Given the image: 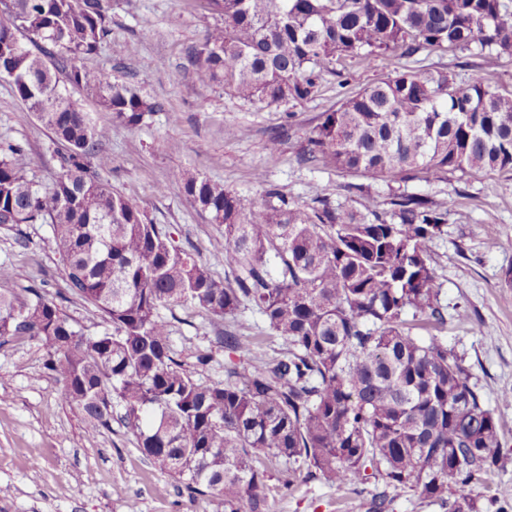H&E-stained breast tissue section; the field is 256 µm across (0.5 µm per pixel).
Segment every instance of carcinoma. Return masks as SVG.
Returning a JSON list of instances; mask_svg holds the SVG:
<instances>
[{
  "mask_svg": "<svg viewBox=\"0 0 512 512\" xmlns=\"http://www.w3.org/2000/svg\"><path fill=\"white\" fill-rule=\"evenodd\" d=\"M220 18L189 52L197 81L253 105L310 98L343 57L417 46L467 47L492 64L512 53L506 0H208ZM108 0H0V75L62 146L56 181L37 185L0 148V228L49 224L69 292L98 308L106 328L87 336L35 289L0 292V347L42 344L61 396L89 431L116 422L192 498L223 512H267L278 472L343 490L369 479L448 507L481 512L473 485L499 466L503 425L469 383L464 359L436 331L445 325L433 245L448 210L393 193L362 214L321 196L288 201L268 187L244 202L223 184L174 175L185 196L224 225L217 262L176 244L166 227L101 181L86 93L126 128L161 105L83 59L110 41ZM306 159L388 184L421 172L462 179L512 172V92L481 69L462 86L411 69L366 86L308 138ZM189 305L214 318L258 311L285 348L226 330L217 343L239 359L224 381L203 375L171 344L161 309Z\"/></svg>",
  "mask_w": 512,
  "mask_h": 512,
  "instance_id": "carcinoma-1",
  "label": "carcinoma"
}]
</instances>
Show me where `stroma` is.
Instances as JSON below:
<instances>
[{
	"label": "stroma",
	"instance_id": "obj_1",
	"mask_svg": "<svg viewBox=\"0 0 512 512\" xmlns=\"http://www.w3.org/2000/svg\"><path fill=\"white\" fill-rule=\"evenodd\" d=\"M109 15L111 41L87 57L86 66L139 87L163 109L127 129L115 125L111 112L95 99H87L94 123L110 130L103 150L111 155L112 167L102 179L205 259L224 248V228L193 207L173 181L174 172L222 182L248 201L257 199L267 184L295 203L308 204L323 195L332 204L364 213L385 210L395 190L447 208L433 262L447 319L441 336L464 357L471 383L502 421L503 442L512 449V284L504 280L512 269V249L501 246L512 239V173H477L461 180L421 173L392 188L368 175L301 158L322 113L353 92L418 67L466 84L484 63L478 45L398 49L367 60L346 57L312 98L259 108L221 87L197 82L188 52L217 21L205 0H111ZM116 42L133 45L134 54L113 55ZM229 127L237 131L231 139L224 134ZM274 136L279 148L273 152L268 144ZM0 142L22 146L17 161L29 178L43 186L55 180L56 146L50 132L16 97L10 81L1 78ZM51 237L47 224H25L17 232L0 229V264L15 272L0 282V292L21 296L27 289L43 288L86 334L97 335L102 315L88 303L66 298L63 265ZM463 309L471 321L458 319ZM163 314L172 325L173 347L183 357L211 352L206 375L216 382L235 358L216 342L224 331L264 337L270 352L283 346L265 319L250 309L226 323L188 306H173ZM47 359L46 349L34 342L0 347V512H127L130 502L137 512H208L204 501L179 492L176 482L150 463L131 431L115 425L88 434L81 411L62 401ZM373 492L370 482L339 492L318 479L299 480L286 489L276 477L266 497L268 512H369Z\"/></svg>",
	"mask_w": 512,
	"mask_h": 512
}]
</instances>
